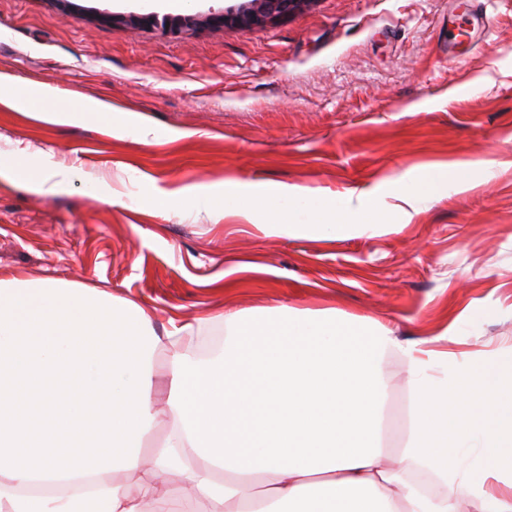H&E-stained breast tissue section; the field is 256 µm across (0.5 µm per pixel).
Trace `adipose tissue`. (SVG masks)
Here are the masks:
<instances>
[{
	"label": "adipose tissue",
	"mask_w": 512,
	"mask_h": 512,
	"mask_svg": "<svg viewBox=\"0 0 512 512\" xmlns=\"http://www.w3.org/2000/svg\"><path fill=\"white\" fill-rule=\"evenodd\" d=\"M48 100L54 106L44 118L54 124L95 117L115 136L131 128L144 140L155 133L144 119H113L101 101L54 100L0 74V102L26 108ZM0 175L39 192L64 187L44 162L8 159ZM465 180V167L442 165L422 171L414 184H395L392 193L407 202ZM190 201L234 206L268 232L325 238L357 228L371 207L364 198L329 200L295 187L228 193L201 185L154 203L178 210ZM301 213L309 216L303 225L295 222ZM220 321L222 346L200 358L186 346L210 317L172 324L160 335L138 303L77 281L0 272V372L17 382L0 393V409L14 411L0 420V512H84L90 502L104 512H200L203 504L207 512H456L462 503L476 512H512V345L476 364L483 393L496 403L458 435L459 453L446 465L425 447L441 431L461 368L454 354L436 349V337L405 341L375 319L285 304L228 312ZM391 354L409 374L408 430L396 467L385 446L382 363ZM63 372L79 386L65 411L71 430L86 417L83 395L102 390L113 406L133 405L125 417L102 413L101 446L116 433L126 445L99 467L49 460L33 469L16 452L29 428L27 414L15 410L25 381ZM161 427L165 440L143 460V439ZM130 472L139 480L124 481ZM171 476L183 483L180 497L165 488Z\"/></svg>",
	"instance_id": "ef3b65f1"
}]
</instances>
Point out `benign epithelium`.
<instances>
[{
	"instance_id": "1",
	"label": "benign epithelium",
	"mask_w": 512,
	"mask_h": 512,
	"mask_svg": "<svg viewBox=\"0 0 512 512\" xmlns=\"http://www.w3.org/2000/svg\"><path fill=\"white\" fill-rule=\"evenodd\" d=\"M312 0H245L235 8L213 14L203 19L195 15H165L160 17L154 13L142 15H114L115 22H137L148 25H163L175 30L183 25L203 21L212 26H234L249 29L255 26L286 19L308 7Z\"/></svg>"
}]
</instances>
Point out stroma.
I'll return each instance as SVG.
<instances>
[{"label":"stroma","mask_w":512,"mask_h":512,"mask_svg":"<svg viewBox=\"0 0 512 512\" xmlns=\"http://www.w3.org/2000/svg\"><path fill=\"white\" fill-rule=\"evenodd\" d=\"M240 0H0V73L90 96L156 136L43 122L0 104V152L48 160L65 191L0 178V270L79 280L170 318L287 304L440 336L459 362L512 344V0H313L279 22L164 31L122 16ZM118 23H110V16ZM464 165L401 214L393 184ZM106 180L111 202L92 198ZM364 194L387 222L334 239L267 234L233 208L173 213L183 186ZM224 277L227 286L210 287ZM386 445L403 446L407 372L384 359Z\"/></svg>","instance_id":"obj_1"}]
</instances>
